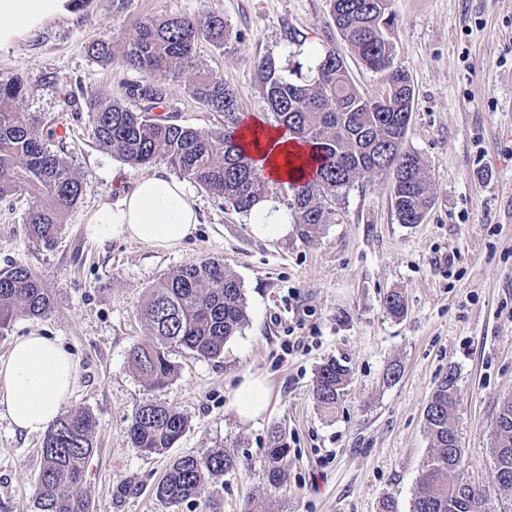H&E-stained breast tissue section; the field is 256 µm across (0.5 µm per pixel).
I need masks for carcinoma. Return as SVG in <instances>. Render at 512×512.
Segmentation results:
<instances>
[{
  "label": "carcinoma",
  "mask_w": 512,
  "mask_h": 512,
  "mask_svg": "<svg viewBox=\"0 0 512 512\" xmlns=\"http://www.w3.org/2000/svg\"><path fill=\"white\" fill-rule=\"evenodd\" d=\"M331 18L351 53L366 68L387 74L384 95H367L353 83L346 60L332 45L315 53L290 31L288 56L303 57L292 68L274 57L257 62L262 93L269 109L266 125L311 148L314 176L292 177L274 184V195L290 223L311 237L331 223L332 204L357 178L386 175L398 219L418 224L434 199V187L417 153L404 146L414 91L409 73L394 62V19L388 0H328ZM205 41L226 50L232 30L221 14L142 17L121 45L100 41L89 47L98 62L118 63L144 74L143 84L127 88V98L141 101L132 110L126 98L97 93L83 97L90 114V135L124 163L138 167L165 161L178 173L224 201L251 213L269 194L248 155L239 130L243 114L236 95L209 70L197 69L190 94L210 111L224 116L211 131L180 125L152 114L163 103L166 83L177 81L196 60ZM23 86L0 81V199L27 194L34 199L25 217L28 236L46 250L56 247L68 211L82 194V183L63 154L51 150L40 132L41 121L19 108ZM53 307L52 296L30 269L12 265L0 271V334L20 316L39 317ZM149 341L135 346L129 363L151 388L163 389L175 375L169 352L181 349L202 359H219L224 344L247 323L241 282L217 260L189 263L164 275L139 310ZM349 383L347 366L331 360L319 367L313 388L317 406L331 411ZM458 379L454 369L437 383L424 413L431 448L410 512H512V393L500 395L491 454L492 486L476 487L462 475L456 415ZM95 419L85 410L59 416L45 433L32 512H93L83 479L94 453ZM188 427L186 416L160 401L139 406L127 426L131 446L144 455L173 447ZM264 474L278 489L287 482L288 448L282 434L271 431ZM237 459L221 449L173 460L155 487L159 502L170 507L202 497Z\"/></svg>",
  "instance_id": "1"
}]
</instances>
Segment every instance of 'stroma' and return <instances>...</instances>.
I'll use <instances>...</instances> for the list:
<instances>
[{
    "instance_id": "1",
    "label": "stroma",
    "mask_w": 512,
    "mask_h": 512,
    "mask_svg": "<svg viewBox=\"0 0 512 512\" xmlns=\"http://www.w3.org/2000/svg\"><path fill=\"white\" fill-rule=\"evenodd\" d=\"M395 61L411 76L414 101L405 145L417 153L435 196L418 224L400 223L386 176L357 179L336 203L332 223L311 238L292 229L263 241L251 218L197 184L189 190L201 222L175 251L131 240L106 243L83 233L86 214L128 193L152 166L131 167L90 136L89 113L74 110L78 89L124 97L141 73L88 54L90 43H121L135 19L224 15L237 41L227 50L202 42L196 62L223 78L240 110L263 115L255 67L280 57L295 29L307 47L333 44L348 55L328 0H87L0 49V80H20V105L37 113L50 149L64 152L83 192L56 248L28 236V195L0 200V269L29 267L55 307L18 317L0 335V357L18 337L37 331L57 339L77 365L65 410L96 418L95 452L84 488L95 512H244L251 499L268 512H380L394 497L409 512L430 452L424 411L436 383L455 369L457 428L466 478L493 485L497 399L512 392V0H390ZM194 70L169 84L158 116L203 131L223 116L191 96ZM215 259L241 282L249 322L204 360L172 352L177 374L156 391L132 369L129 352L146 339L138 311L150 288L188 263ZM399 292L402 317L384 297ZM330 359L350 369V385L333 413L317 408L318 367ZM402 369L390 382L391 364ZM265 379L266 412L240 421L231 405L243 375ZM177 407L188 418L181 440L149 457L132 448L127 425L143 402ZM290 448L288 482L270 488L262 463L272 428ZM41 436L14 429L0 407V503L30 512ZM221 448L239 464L200 498L174 507L153 488L184 455ZM129 494H121L124 486Z\"/></svg>"
}]
</instances>
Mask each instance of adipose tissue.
Segmentation results:
<instances>
[{
	"instance_id": "adipose-tissue-1",
	"label": "adipose tissue",
	"mask_w": 512,
	"mask_h": 512,
	"mask_svg": "<svg viewBox=\"0 0 512 512\" xmlns=\"http://www.w3.org/2000/svg\"><path fill=\"white\" fill-rule=\"evenodd\" d=\"M68 0H0V48L40 28L67 10ZM243 141L259 175L268 182L287 180L292 169L286 159L299 158L311 168L307 146L288 140L282 131L258 119L246 118ZM199 212L185 182L165 170L140 178L118 201L103 203L88 213L85 235L94 241L133 240L166 250L179 249L195 232ZM253 234L266 241L288 236L286 209L275 199L261 202L252 212ZM76 364L63 346L32 333L16 338L0 357V405L13 426L27 434L47 431L60 416L75 380ZM240 419L251 421L267 409L270 389L261 379L247 376L233 391Z\"/></svg>"
}]
</instances>
